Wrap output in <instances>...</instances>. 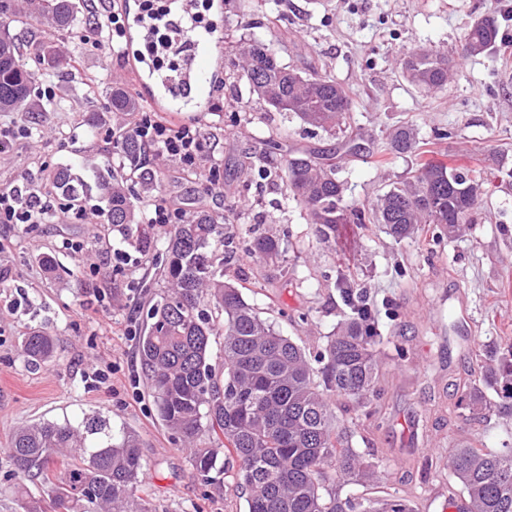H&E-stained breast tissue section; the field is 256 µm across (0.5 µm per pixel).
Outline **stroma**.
Returning <instances> with one entry per match:
<instances>
[{"label":"stroma","mask_w":512,"mask_h":512,"mask_svg":"<svg viewBox=\"0 0 512 512\" xmlns=\"http://www.w3.org/2000/svg\"><path fill=\"white\" fill-rule=\"evenodd\" d=\"M201 27L230 40L259 39L279 51L284 63L312 61L353 93V116L365 145L377 144L393 126L409 122L430 136L444 128L452 136L437 147L448 162L477 159L484 171L498 162L512 167V63L490 57H460L461 39L475 19L495 16L512 42V0H232L222 8L199 5ZM109 33L79 22L59 33L60 47L79 67L55 72L35 85L37 112H0V189L36 193L48 208L41 224H0V512H19L6 451L11 435L38 421L82 420L101 412L113 431L138 435L148 470L139 495L153 512H247L236 491L234 459L224 461L223 483L208 486L194 477L190 453L156 415L136 356L142 283L153 269L134 245L108 224L60 220L67 203L49 194L44 181L61 167L85 181L81 201L104 209L96 173H125L140 201L176 197L202 201L220 214L228 200L250 207L239 237L252 218L285 233L300 250L288 255V276L268 279L245 256L233 267L243 278L244 298L273 318L276 329L306 350L322 347L340 318L336 291L325 281L336 263L364 257L363 281L378 313L385 396L383 429L366 424V438L391 465L392 477L413 472L423 455L447 453L461 439L480 447L512 446V419L489 415L468 425L458 417L457 384L476 369L480 345L512 342V180L492 179L475 224L459 238L429 244L394 242L376 225L348 226L335 250L319 244L303 211L278 181L258 182L268 139L289 147H336L325 133L305 129L299 119L253 101L238 67L237 52L212 45L222 67L209 81L206 109L190 113L205 143L201 175L183 170L161 154L145 156L156 185L143 187L137 171L113 149L112 130L126 113L104 103L113 86L123 87L143 108L152 102L123 55L102 48ZM432 45L454 60L445 91L432 96L408 83L398 61L408 51ZM411 166L396 159L376 167L349 161L342 178L348 199L372 200ZM130 261L114 269L113 249ZM470 318L462 332L460 312ZM52 337L49 361L33 363L23 344L32 331ZM111 364L112 378L99 383L95 368ZM448 475L415 477L403 485L419 512H445Z\"/></svg>","instance_id":"35a3bbf8"}]
</instances>
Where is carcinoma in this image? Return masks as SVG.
I'll list each match as a JSON object with an SVG mask.
<instances>
[{
  "instance_id": "1",
  "label": "carcinoma",
  "mask_w": 512,
  "mask_h": 512,
  "mask_svg": "<svg viewBox=\"0 0 512 512\" xmlns=\"http://www.w3.org/2000/svg\"><path fill=\"white\" fill-rule=\"evenodd\" d=\"M86 0H0V112H31L33 84L67 65L51 38L23 54L8 30L25 19L53 21L68 29ZM464 57H507L493 16L476 19L463 35ZM404 77L414 86L444 89L453 67L431 45L419 46L402 60ZM250 94L276 112L298 118L306 128L340 138L341 150L290 149L279 139L266 143L268 155L284 153L280 167L264 168V180H282L285 191L303 205L319 243L336 245L348 224H378L394 241L459 236L474 223L483 179L481 170L451 165L430 156L431 142L404 124L388 131L370 148L350 121L352 97L345 85L310 65L282 64L264 42L248 44L241 65ZM109 108L133 112L139 103L120 87L112 88ZM116 150L136 167L141 144L131 136ZM377 155L387 164L412 156L408 176L395 181L368 205L347 201L338 173L350 158ZM106 200L107 222L158 267L165 288L151 300L148 321L138 341L157 415L188 445L195 477L205 484L224 474L220 454L238 463L235 487L247 494L248 512H417L412 499L382 484L384 459L355 447L356 431L337 412L356 418L378 415L384 390L379 383L383 358L376 348L378 322L354 268L338 265L333 281L343 305L341 319L325 345L305 352L276 330L243 297L232 261L241 253L270 272L288 274L283 241L264 231L247 244L229 225L242 212L235 203L220 218L203 206L184 208L162 246L149 225L137 217L127 178L109 168L97 175ZM84 184L68 168L55 171L50 189L70 204ZM224 335V362H212L211 337ZM51 336L30 333L23 352L32 362L49 359ZM457 407L466 418L490 412L512 413V343L484 349L481 365L462 386ZM204 436L222 438L224 451L202 445ZM16 497L21 512H44L31 487L45 486L58 512H152L138 496L146 464L138 436L112 432L108 420L90 417L74 424L39 422L15 432L9 444ZM439 462L455 478L448 488L462 512H512V448H479L461 441Z\"/></svg>"
}]
</instances>
